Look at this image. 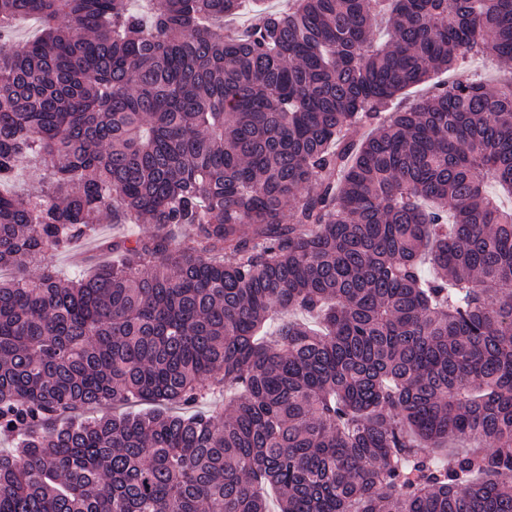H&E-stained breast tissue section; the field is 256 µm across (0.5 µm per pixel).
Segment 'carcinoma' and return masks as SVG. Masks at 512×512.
I'll list each match as a JSON object with an SVG mask.
<instances>
[{"instance_id": "cac0c4a2", "label": "carcinoma", "mask_w": 512, "mask_h": 512, "mask_svg": "<svg viewBox=\"0 0 512 512\" xmlns=\"http://www.w3.org/2000/svg\"><path fill=\"white\" fill-rule=\"evenodd\" d=\"M244 6L0 0V512H512V0ZM122 231V224H101L95 237L76 242L69 250L57 254L52 259V264L61 276H70L90 269L98 261H111L114 257L104 253L100 244Z\"/></svg>"}]
</instances>
